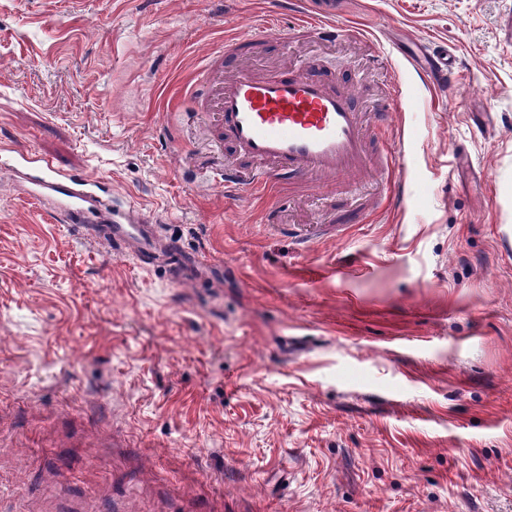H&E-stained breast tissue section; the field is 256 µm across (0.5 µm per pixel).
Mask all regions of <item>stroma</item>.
<instances>
[{
    "label": "stroma",
    "mask_w": 512,
    "mask_h": 512,
    "mask_svg": "<svg viewBox=\"0 0 512 512\" xmlns=\"http://www.w3.org/2000/svg\"><path fill=\"white\" fill-rule=\"evenodd\" d=\"M0 0V150L111 181L203 260L173 277L50 222L0 176V512H512V0ZM314 65L390 108L374 175L228 192L183 90ZM457 50L453 89L404 57ZM349 235L297 252L277 224ZM299 15V18L295 19L293 23L292 30L297 33H301L303 35H322L325 37L333 38L340 36H345L349 33H357L359 35H364V33L355 27L344 26V27H336V23L325 20L322 14L315 15H307L302 13V11H296ZM402 155V150L396 147H385L382 144V148H378L375 159L376 168L387 181H391L394 178L400 166L399 162Z\"/></svg>",
    "instance_id": "stroma-1"
}]
</instances>
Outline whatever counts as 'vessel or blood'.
Segmentation results:
<instances>
[{
  "instance_id": "b4317fda",
  "label": "vessel or blood",
  "mask_w": 512,
  "mask_h": 512,
  "mask_svg": "<svg viewBox=\"0 0 512 512\" xmlns=\"http://www.w3.org/2000/svg\"><path fill=\"white\" fill-rule=\"evenodd\" d=\"M293 30L329 38L350 32L349 27L336 26L319 13L300 15ZM254 41V36L239 35L210 52L199 75L200 86L194 91L201 100L198 114H212L221 141L254 163L245 176L237 169H225L226 188L236 190L245 185L263 194L285 177L301 182L314 177L335 181L363 175L371 165L386 179L394 178L401 149L382 147L376 155L368 153V138L385 130L388 111L369 116L359 112L350 83L330 89L314 67L265 78L241 73L221 89L216 100H206L212 72L223 67L225 58L246 51ZM455 60L454 52L445 50L418 62L415 72L422 79L446 86L455 73ZM0 168L18 173L30 185L36 201L57 200L50 220H63L77 235L115 250H133L141 262L154 257L160 243L156 227L148 224L143 209L114 202L106 180L81 171H60L48 160L19 147L0 155ZM346 230L343 224L316 230L292 225L285 233L298 249L306 250Z\"/></svg>"
}]
</instances>
